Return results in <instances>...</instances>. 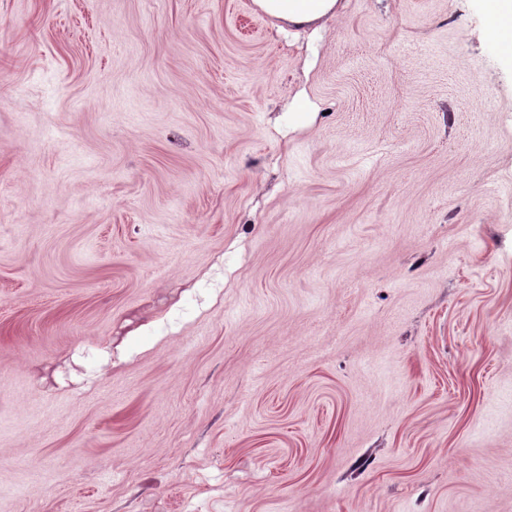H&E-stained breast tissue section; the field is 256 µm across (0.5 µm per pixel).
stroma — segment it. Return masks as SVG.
<instances>
[{"mask_svg":"<svg viewBox=\"0 0 512 512\" xmlns=\"http://www.w3.org/2000/svg\"><path fill=\"white\" fill-rule=\"evenodd\" d=\"M0 512H512L480 0H0ZM256 7L274 20L299 28L316 26L338 18L342 0H254Z\"/></svg>","mask_w":512,"mask_h":512,"instance_id":"stroma-1","label":"stroma"}]
</instances>
